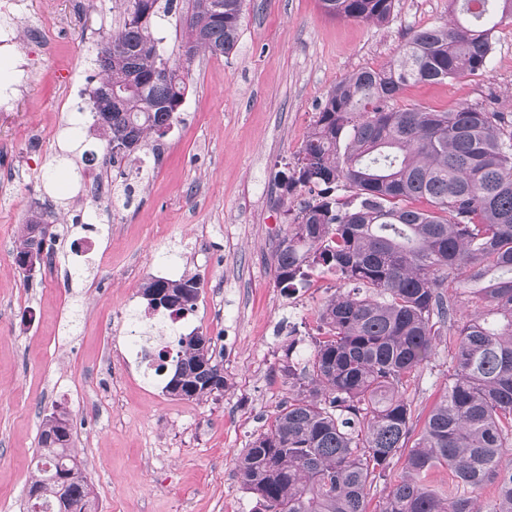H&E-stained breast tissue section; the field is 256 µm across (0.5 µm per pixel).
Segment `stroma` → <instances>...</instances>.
Wrapping results in <instances>:
<instances>
[{"mask_svg":"<svg viewBox=\"0 0 512 512\" xmlns=\"http://www.w3.org/2000/svg\"><path fill=\"white\" fill-rule=\"evenodd\" d=\"M0 12V31L56 23L51 50L33 37L0 56V512H27L42 420L71 419L98 512H254L237 460L267 429L319 335V310L340 283L287 290L273 254L289 226L276 180L306 140L315 114L350 74L392 60L410 32L452 19L450 0H394L386 21L326 16L319 0H245L240 38L224 56L188 66L180 120L159 151L99 172L105 195L84 182L49 180L106 142L81 109L100 86L93 64L104 35L123 23L118 0H25ZM485 103L512 115V23L502 24L488 69L407 86L396 107L447 110ZM58 236L33 280L14 263L32 211ZM91 216L93 230L76 227ZM194 275V311L181 334L208 336L224 353L225 388L204 401L169 395L144 378L127 341L148 310L145 279ZM454 334L402 388L416 418L443 395Z\"/></svg>","mask_w":512,"mask_h":512,"instance_id":"35a3bbf8","label":"stroma"}]
</instances>
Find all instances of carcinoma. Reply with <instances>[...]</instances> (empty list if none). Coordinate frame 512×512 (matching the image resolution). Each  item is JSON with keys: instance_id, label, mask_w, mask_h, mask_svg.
<instances>
[{"instance_id": "cac0c4a2", "label": "carcinoma", "mask_w": 512, "mask_h": 512, "mask_svg": "<svg viewBox=\"0 0 512 512\" xmlns=\"http://www.w3.org/2000/svg\"><path fill=\"white\" fill-rule=\"evenodd\" d=\"M174 0H122V27L102 39L94 64L112 82V105L93 114L105 140L144 146L180 117L188 72L159 49L152 28ZM324 14L387 20L394 0H319ZM460 18L412 32L386 66L340 82L317 113L278 188L289 233L274 254L290 289L323 269L350 286L320 309L324 336L274 421L242 454L238 473L255 512H368L371 486L389 481L380 512H512V121L472 104L439 111L395 109L412 83L483 73L493 37L512 21V0H453ZM244 0H194L182 19L181 56L230 54ZM345 195H336L337 190ZM424 200L418 208L414 201ZM43 223L32 214L20 227ZM196 276L150 277L142 292L170 316L194 310ZM456 327L454 371L421 427L399 388ZM165 391L203 400L222 366L211 348L178 339ZM72 427L45 416L38 470L59 481L39 489L40 510L59 512V493L94 501L71 451ZM405 472L391 481L393 459ZM446 466L457 483L440 496L426 479ZM496 485L482 507L477 492Z\"/></svg>"}]
</instances>
